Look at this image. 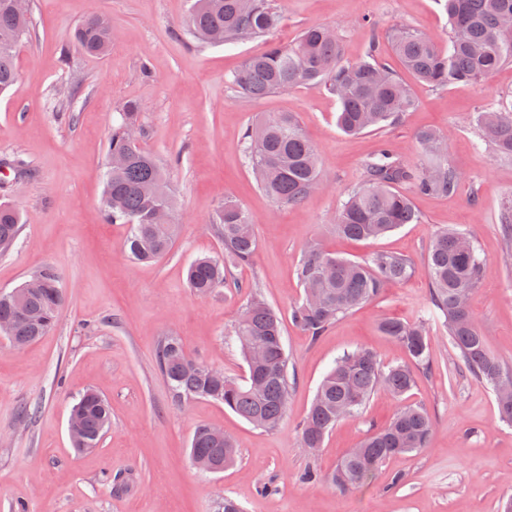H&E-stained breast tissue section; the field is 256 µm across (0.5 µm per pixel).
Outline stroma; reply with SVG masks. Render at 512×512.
Segmentation results:
<instances>
[{
	"instance_id": "35a3bbf8",
	"label": "stroma",
	"mask_w": 512,
	"mask_h": 512,
	"mask_svg": "<svg viewBox=\"0 0 512 512\" xmlns=\"http://www.w3.org/2000/svg\"><path fill=\"white\" fill-rule=\"evenodd\" d=\"M189 6L30 0L29 31L16 53L19 88L0 95V203L22 215L16 243L0 253V291L51 265L65 304L37 342L17 348L0 337V512H218L228 496L244 512H500L512 498V425L432 316L427 254L439 229L474 237L484 273L469 308L490 352L512 366V257L500 222L501 204L512 197V160L500 158L473 122L480 109L512 100V65L478 84L436 88L410 80L415 112L349 136L336 125L339 103L326 88L303 84L257 100L231 85L233 73L311 25L338 31L346 61L371 55L399 69L386 39L393 25L447 44L448 17L438 0H276L280 27L231 45L193 41L182 29ZM96 12L112 22L114 43L102 58L74 40L76 27ZM130 102L137 105L140 145L165 171L175 199V243L150 263L126 256L128 225L108 223L100 207L112 126ZM268 112L296 115L317 150L324 187L295 206L273 203L244 157L248 124ZM426 128L448 136V161L465 176L455 192L413 195L418 223L378 239L337 236L336 214L365 182L367 161L387 148L408 164L419 162L416 135ZM13 159L23 170L7 168ZM228 195L253 216L258 249L250 264L229 268L224 286L201 297L188 288L186 269L199 257L223 259L213 219ZM312 242L359 261L401 254L412 274L313 339L291 317L303 294L296 264ZM253 291L284 327L288 414L273 431L209 400L174 405L156 362L159 343L177 336L194 359L243 378L247 365L232 331ZM384 315L425 323L429 366L414 367L404 399L375 393L309 454L297 425L339 356L367 348L383 364L405 362L404 350L378 329ZM87 390L105 397L112 423L97 448L79 453L67 423ZM404 404L433 418L426 449L386 461L359 492L302 482L305 470L334 469ZM201 423L237 443L236 462L222 472L203 473L191 463L189 441Z\"/></svg>"
}]
</instances>
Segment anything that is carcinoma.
I'll list each match as a JSON object with an SVG mask.
<instances>
[{
    "mask_svg": "<svg viewBox=\"0 0 512 512\" xmlns=\"http://www.w3.org/2000/svg\"><path fill=\"white\" fill-rule=\"evenodd\" d=\"M440 2L448 15V45L440 47L404 25L394 26L388 34L392 51L407 71L433 87L444 88L486 79L502 65L512 64V0ZM280 23L274 0H192L186 27L193 38L213 45L216 36L224 44L260 38ZM29 25V16L14 12L10 0H0V93L17 86L16 49ZM75 38L87 54L103 57L112 48V26L105 15L95 14L78 26ZM230 83L251 98L298 84L322 85L336 96V123L347 134L395 125L417 108L410 88L390 68L373 58L345 61L339 34L325 26L307 27L291 44L272 45L250 56ZM135 116V106L129 104L112 127L108 153L125 155L127 163L107 168L103 214L112 224L129 225L124 249L130 258L154 261L173 247L177 225L153 224L150 214L157 207L173 210L174 201L156 159L128 137ZM477 127L501 157L512 159V104L478 111ZM245 140L256 183L274 203L299 204L322 186L315 147L294 115L277 112L263 116L247 128ZM445 140V135L435 131L418 132L417 143L425 157L419 166L404 164L387 149L375 154L366 163L367 182L353 188L338 211L336 232L354 240L378 238L417 221L409 192H454L461 174L442 155ZM20 224L19 212L1 204L0 250L14 244ZM215 224L224 239V261L203 257L187 269L189 287L202 297L224 283L228 267L251 262L257 248L255 221L234 200L224 199ZM427 262L433 317L443 320L466 371L491 387L501 418L512 424V391L498 390L500 381L512 380V367L490 353L468 307V298L484 270L472 239L454 230L438 231ZM411 271L412 263L404 256L386 253L356 262L313 244L298 263L303 296L293 309V321L315 339L339 316L372 302L386 285L406 280ZM63 303L59 274L46 266L12 291L0 293V324L10 326L9 341L23 348L52 328ZM378 327L413 361L429 364L430 339L425 329L387 316L380 318ZM233 335L248 366V376L241 382L210 367H197L198 361L188 355L181 339L165 338L156 359L171 399L178 406L211 400L258 428L274 429L288 410V356L281 321L264 299L253 294ZM413 383L407 366L385 367L367 349L337 358L299 424L302 447H322L336 424L358 415L375 392L400 398ZM70 415L79 426L73 448L83 452L97 447L111 423L106 399L87 390ZM432 429L433 421L425 409L402 406L360 447L351 449L334 471L308 470L302 480L353 492L369 485L384 462L427 448ZM236 456L237 445L230 436L207 424L195 427L190 457L201 472L227 468Z\"/></svg>",
    "mask_w": 512,
    "mask_h": 512,
    "instance_id": "obj_1",
    "label": "carcinoma"
}]
</instances>
